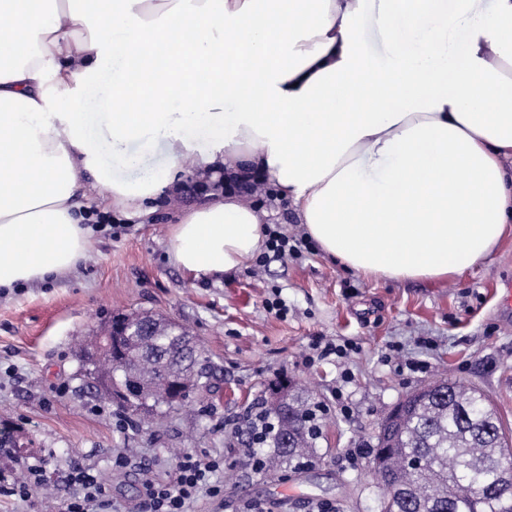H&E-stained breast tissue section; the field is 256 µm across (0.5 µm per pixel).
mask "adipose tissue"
<instances>
[{"instance_id": "adipose-tissue-1", "label": "adipose tissue", "mask_w": 512, "mask_h": 512, "mask_svg": "<svg viewBox=\"0 0 512 512\" xmlns=\"http://www.w3.org/2000/svg\"><path fill=\"white\" fill-rule=\"evenodd\" d=\"M0 0V290L71 271L88 246L84 180L128 216L154 213L200 158L215 187L168 242L189 273L244 266L264 213L219 189L257 172L321 252L393 281L445 280L512 231V0ZM95 89L94 111L82 103ZM190 129L203 130L199 152ZM164 141L170 164L113 180L100 153ZM376 4L369 1V7L360 22V34L365 51L377 62L384 61L389 54V45L375 22Z\"/></svg>"}]
</instances>
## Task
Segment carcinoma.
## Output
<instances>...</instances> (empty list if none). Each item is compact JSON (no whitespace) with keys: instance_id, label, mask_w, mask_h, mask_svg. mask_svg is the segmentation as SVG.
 <instances>
[{"instance_id":"cac0c4a2","label":"carcinoma","mask_w":512,"mask_h":512,"mask_svg":"<svg viewBox=\"0 0 512 512\" xmlns=\"http://www.w3.org/2000/svg\"><path fill=\"white\" fill-rule=\"evenodd\" d=\"M176 323L157 321L154 330L137 337L129 347L122 374L145 388L142 398L149 409L171 407L173 386L188 397L207 384L209 359L193 360L177 353L185 337ZM266 413L279 422L278 432L266 434L270 463L299 464L309 458L318 430L309 422L311 407L302 393L281 385ZM389 438L376 443L372 457L379 460L389 450L391 465L375 467L379 485L389 491L381 512H394L411 499L421 512H512V493L499 487L498 472L512 463L498 446L502 422L487 397L447 379L406 396ZM427 457L420 470H404L402 451Z\"/></svg>"}]
</instances>
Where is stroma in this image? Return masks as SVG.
Returning a JSON list of instances; mask_svg holds the SVG:
<instances>
[{
  "label": "stroma",
  "mask_w": 512,
  "mask_h": 512,
  "mask_svg": "<svg viewBox=\"0 0 512 512\" xmlns=\"http://www.w3.org/2000/svg\"><path fill=\"white\" fill-rule=\"evenodd\" d=\"M269 227L298 252L220 275L193 276L175 265L168 237L176 217L200 195L161 193L155 213L91 223L90 246L65 276L0 295V419L35 442L0 454V474L41 467L51 500L0 498V512H63L77 495L64 482L72 462L95 470L116 512H131L143 479L168 480L177 459L196 452L222 458L215 478L223 498H197L189 512H380L370 448L384 417L414 389L438 377L482 390L512 428V233L485 263L449 281H387L345 269L307 238L289 202L255 193ZM282 300L283 315L266 301ZM149 311L187 327L213 368L191 406L129 425L88 387L80 354L112 316ZM431 347L418 345V338ZM355 344L349 360L309 362L315 340ZM402 351L383 361L389 346ZM328 405L310 464L256 473L236 465L237 431L253 402L275 384ZM122 453L130 466L112 465ZM149 466L141 473L138 462Z\"/></svg>",
  "instance_id": "stroma-1"
}]
</instances>
